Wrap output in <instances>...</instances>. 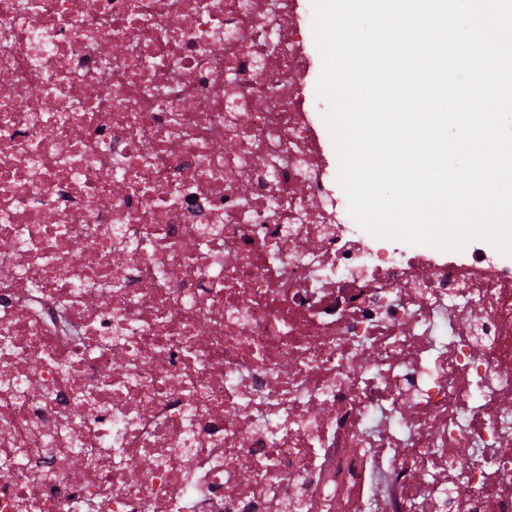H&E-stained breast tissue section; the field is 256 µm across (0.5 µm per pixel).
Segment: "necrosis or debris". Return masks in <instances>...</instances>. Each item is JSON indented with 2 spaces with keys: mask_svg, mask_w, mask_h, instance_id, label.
I'll use <instances>...</instances> for the list:
<instances>
[{
  "mask_svg": "<svg viewBox=\"0 0 512 512\" xmlns=\"http://www.w3.org/2000/svg\"><path fill=\"white\" fill-rule=\"evenodd\" d=\"M300 10L0 0V512H512V258L350 220Z\"/></svg>",
  "mask_w": 512,
  "mask_h": 512,
  "instance_id": "necrosis-or-debris-1",
  "label": "necrosis or debris"
}]
</instances>
